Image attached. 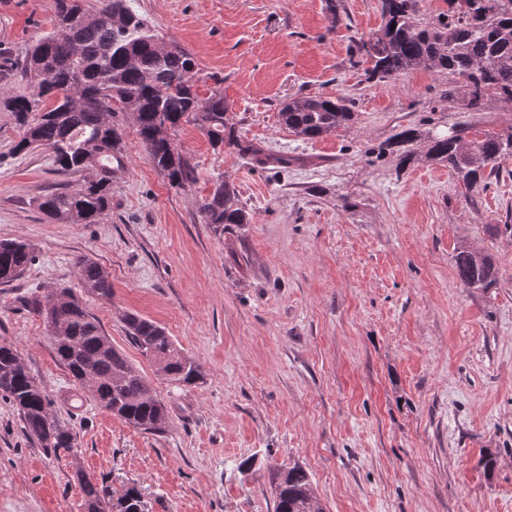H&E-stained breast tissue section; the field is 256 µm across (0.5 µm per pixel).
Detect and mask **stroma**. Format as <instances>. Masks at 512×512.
<instances>
[{"mask_svg": "<svg viewBox=\"0 0 512 512\" xmlns=\"http://www.w3.org/2000/svg\"><path fill=\"white\" fill-rule=\"evenodd\" d=\"M131 0L196 62L200 97L221 90L240 139L284 155L260 169L190 124L176 136L195 178L171 187L118 114L124 168L96 224L48 222L37 198L78 191L84 174L37 149L0 109V239L34 249L0 284V344L20 349L77 447L48 451L0 397V512H83L78 474L141 489L150 512H274L267 470L300 466L326 512H512V159L466 194L447 166L369 149L397 132L478 138L512 126V105L479 112L447 99L448 77L418 67L367 81L354 38L384 23L380 0ZM53 0H0V88L23 90L14 62L50 30ZM345 98L353 121L301 140L279 121L288 99ZM250 223L216 230L199 209L216 179ZM489 254L498 283L463 287L460 247ZM112 276L83 293L75 262ZM80 294L103 333L167 405L164 433L96 405L53 349L27 298ZM156 322L200 364L180 386L127 340L122 317ZM492 468H485V455ZM251 470H239L243 460ZM76 267L82 287L87 293L104 300L111 299V275L100 263L81 256L76 261Z\"/></svg>", "mask_w": 512, "mask_h": 512, "instance_id": "stroma-1", "label": "stroma"}]
</instances>
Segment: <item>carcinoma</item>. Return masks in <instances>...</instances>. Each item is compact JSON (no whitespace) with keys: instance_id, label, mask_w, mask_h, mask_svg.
<instances>
[{"instance_id":"cac0c4a2","label":"carcinoma","mask_w":512,"mask_h":512,"mask_svg":"<svg viewBox=\"0 0 512 512\" xmlns=\"http://www.w3.org/2000/svg\"><path fill=\"white\" fill-rule=\"evenodd\" d=\"M449 14L436 21L420 19L421 0H381L384 26L355 43V54L370 63L372 79L395 81L416 67L433 69L461 84L465 106L477 112L494 96L512 105V0H448ZM192 55L162 44L129 0H101L94 14L81 0H53V23L22 54L25 89L0 93V108L15 114L24 134L19 153L51 152L65 172H88L76 193L60 192L38 200V209L62 224H97L112 200V169L123 164L122 133L114 122L118 112L132 115L150 164L173 188L191 181L194 169L174 142L176 129L192 123L215 148L255 157L261 165L286 164L288 157L271 156L255 145L242 144L227 121L224 94L214 90L200 98L194 81ZM31 112L38 114L28 122ZM280 121L303 139L331 134L353 119L346 100L301 96L289 100ZM463 130L452 135L422 134L406 128L381 145L378 154L395 153L399 165L424 157L448 166L466 192L485 187L502 160L512 157V126L467 140ZM200 212L207 224H248L235 187L219 180L204 198ZM33 259L24 241L0 240V284L19 277ZM84 290L112 298L110 273L81 256L76 261ZM455 271L466 288H492L496 270L491 256L464 248L455 255ZM68 300L48 329L59 361L78 383L93 380L96 403L126 423L148 433H162L169 423L167 406L126 355L104 335L98 321L68 288ZM127 337L157 371L171 381L192 386L203 380L202 369L155 322L124 315ZM0 396L15 407L26 432L42 448H73L76 434L53 412V402L27 369L19 349L0 345ZM275 512H325L312 493L308 473L300 466L267 471ZM84 512H150L134 484L117 492L82 475L78 478Z\"/></svg>"}]
</instances>
